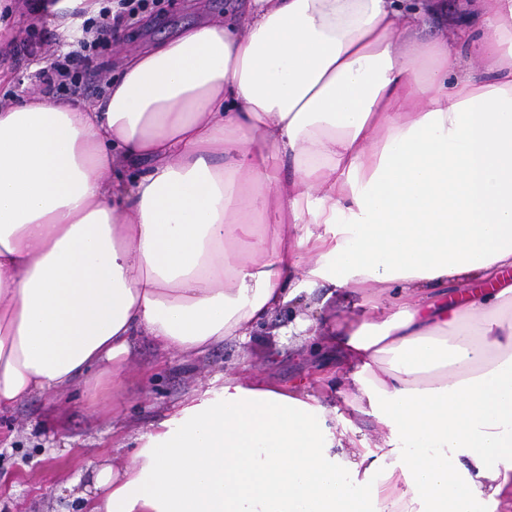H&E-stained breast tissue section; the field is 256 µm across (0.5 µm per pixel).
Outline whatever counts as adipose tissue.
Listing matches in <instances>:
<instances>
[{"instance_id": "adipose-tissue-1", "label": "adipose tissue", "mask_w": 512, "mask_h": 512, "mask_svg": "<svg viewBox=\"0 0 512 512\" xmlns=\"http://www.w3.org/2000/svg\"><path fill=\"white\" fill-rule=\"evenodd\" d=\"M305 281L397 308L336 346L384 448L230 376L95 466L86 512L512 507V0H245L125 54L103 101L0 106V414L141 336L245 338Z\"/></svg>"}]
</instances>
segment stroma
<instances>
[{
  "label": "stroma",
  "instance_id": "35a3bbf8",
  "mask_svg": "<svg viewBox=\"0 0 512 512\" xmlns=\"http://www.w3.org/2000/svg\"><path fill=\"white\" fill-rule=\"evenodd\" d=\"M158 11L112 35L99 77L82 90L85 98L106 96L108 81L129 49H147L181 27L205 19H220L241 8V0H159ZM12 40L0 51V95L21 99L41 90L40 70L64 36L46 20L16 12L6 23ZM312 301L322 302L311 313L306 337L289 334L300 310L287 305L242 343L228 342L205 355L177 351L158 353L148 337H140L134 355L101 407L95 381L66 391L36 394L0 415V512H82L93 485L90 473L100 463L122 467L136 452L134 438L164 418L179 402L200 390L220 388L225 377L260 376L286 386L305 385L322 378L316 394L329 410L337 431L357 429L366 446L382 445L370 416L356 412L346 400L339 379L350 367L338 361L323 338L343 330L350 319L365 312L358 289L318 283Z\"/></svg>",
  "mask_w": 512,
  "mask_h": 512
}]
</instances>
